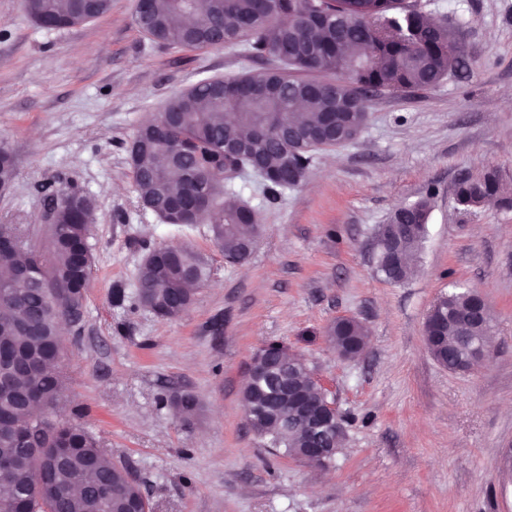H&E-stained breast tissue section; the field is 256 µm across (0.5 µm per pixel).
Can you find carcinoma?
<instances>
[{"instance_id":"cac0c4a2","label":"carcinoma","mask_w":512,"mask_h":512,"mask_svg":"<svg viewBox=\"0 0 512 512\" xmlns=\"http://www.w3.org/2000/svg\"><path fill=\"white\" fill-rule=\"evenodd\" d=\"M264 0H150L151 21L138 29L173 47L203 49L243 45L281 66L260 73L206 78L173 97L176 117L165 128V141L149 140L140 126L128 153L134 188L141 204L169 197L181 207L210 192L213 221L210 232L224 260L232 264L239 250L242 225L249 214L241 203L225 199L224 138L245 129L254 138L253 154L269 171V193L285 189L294 171L308 169L311 152L344 146L356 139L367 122L361 94L374 90L411 94L431 88L465 67V59L448 20H437L424 6L410 0H275L271 11ZM34 22L49 30L88 22L76 0H24ZM356 51L349 52L347 48ZM312 74L301 77L299 73ZM302 106L305 112L297 111ZM286 119L296 141L279 139L276 122ZM15 177L10 155L0 153V186ZM40 192L62 203L77 190L43 185ZM456 204L468 212L496 204L512 209V197L500 190L496 173L464 177L455 187ZM429 202L420 200L396 209L397 224H425ZM427 230L400 243L405 276L417 261ZM0 237L20 240V246L0 251V267L33 270L32 282L0 277V293L16 302L0 306V336L4 346L20 354L36 375L39 412L32 413L10 388L0 387V458L11 466L0 469V512H130L144 507L138 483L122 464L107 459L97 437L75 422L78 409H67L66 372L57 325L70 297L87 291L92 268L91 213L83 224H57L47 231V251L34 248L17 224H0ZM211 269L194 249L158 246L138 270L135 298L154 315L180 316L194 299L191 286L209 280ZM448 325L426 336L441 337L430 350L437 362L454 371L484 363L476 350L491 326H460L458 315L473 300V291L448 292ZM336 354L345 359L363 343L364 325L338 317L326 328ZM285 381L317 393L319 386L306 360L286 356L282 365L247 376L242 389L244 410L258 408L254 393L282 392ZM277 454L305 457L313 442L334 444L335 435L312 431L293 416L258 435Z\"/></svg>"}]
</instances>
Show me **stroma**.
<instances>
[{"mask_svg":"<svg viewBox=\"0 0 512 512\" xmlns=\"http://www.w3.org/2000/svg\"><path fill=\"white\" fill-rule=\"evenodd\" d=\"M462 33L468 66L435 87L380 93L353 143L314 152L304 180L270 197L251 173L236 200L263 226L247 262L225 263L208 223H163L137 199L127 147L166 102L206 77L274 68L236 47L174 49L135 25L136 0L83 25L40 28L24 0H0V143L14 181L0 224L44 236L41 185L89 195L93 267L82 318L62 328L67 395L126 464L149 512H512L500 472L512 448V210L462 213L459 178L496 171L512 196V0H423ZM429 198L413 273L384 279L375 231ZM187 244L212 267L179 318L135 300L148 251ZM461 284L493 318L491 353L471 372L430 355L434 300ZM357 318L367 342L339 360L325 334ZM277 341L303 355L347 417L325 469L278 457L249 428L241 388L253 353ZM198 405L178 416L173 396Z\"/></svg>","mask_w":512,"mask_h":512,"instance_id":"obj_1","label":"stroma"}]
</instances>
